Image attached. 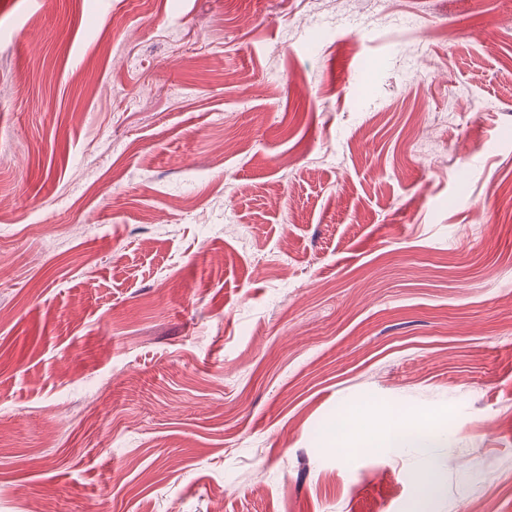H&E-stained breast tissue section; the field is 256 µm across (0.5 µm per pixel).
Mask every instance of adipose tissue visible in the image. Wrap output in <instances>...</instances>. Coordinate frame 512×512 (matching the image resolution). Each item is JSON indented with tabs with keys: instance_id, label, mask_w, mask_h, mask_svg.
<instances>
[{
	"instance_id": "ef3b65f1",
	"label": "adipose tissue",
	"mask_w": 512,
	"mask_h": 512,
	"mask_svg": "<svg viewBox=\"0 0 512 512\" xmlns=\"http://www.w3.org/2000/svg\"><path fill=\"white\" fill-rule=\"evenodd\" d=\"M366 416V407L359 405L347 409L340 420L336 428V446L343 456L356 455L365 448L398 450L408 445L423 447L440 440L441 425L433 416H425L409 424L398 414L383 431L370 428Z\"/></svg>"
}]
</instances>
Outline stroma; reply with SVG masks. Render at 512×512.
I'll return each instance as SVG.
<instances>
[{
  "label": "stroma",
  "instance_id": "stroma-1",
  "mask_svg": "<svg viewBox=\"0 0 512 512\" xmlns=\"http://www.w3.org/2000/svg\"><path fill=\"white\" fill-rule=\"evenodd\" d=\"M511 67L512 0H0V512H512ZM367 411L363 405L346 409L336 427V447L343 456H354L363 448L400 450L406 445L423 447L441 441V425L434 416H423L413 424H406L396 412L386 430L376 431L367 424Z\"/></svg>",
  "mask_w": 512,
  "mask_h": 512
}]
</instances>
